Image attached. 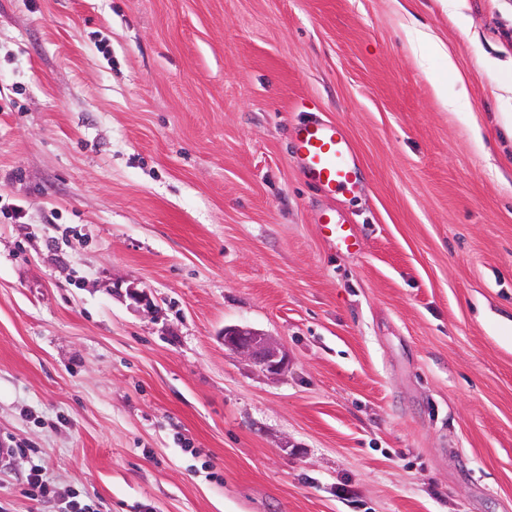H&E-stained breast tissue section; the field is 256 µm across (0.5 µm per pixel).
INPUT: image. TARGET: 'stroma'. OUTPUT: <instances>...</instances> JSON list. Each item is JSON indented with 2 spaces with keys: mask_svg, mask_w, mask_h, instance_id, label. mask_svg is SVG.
<instances>
[{
  "mask_svg": "<svg viewBox=\"0 0 512 512\" xmlns=\"http://www.w3.org/2000/svg\"><path fill=\"white\" fill-rule=\"evenodd\" d=\"M460 5L0 0V512H512V0ZM436 94L440 97L442 102L447 106H458L468 101L469 94L466 84L461 76H456L452 89L448 92V85L436 84L434 86ZM290 160L303 180L321 195H351L359 190V158L350 136L336 122L311 116L296 123ZM317 224L319 235L329 248L351 252L359 246L360 235L356 225L336 219V213L323 214ZM224 346L258 367L266 375L281 376L288 368V355L270 337L240 326L224 329Z\"/></svg>",
  "mask_w": 512,
  "mask_h": 512,
  "instance_id": "1",
  "label": "stroma"
}]
</instances>
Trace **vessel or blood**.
Returning <instances> with one entry per match:
<instances>
[{
    "label": "vessel or blood",
    "mask_w": 512,
    "mask_h": 512,
    "mask_svg": "<svg viewBox=\"0 0 512 512\" xmlns=\"http://www.w3.org/2000/svg\"><path fill=\"white\" fill-rule=\"evenodd\" d=\"M290 160L303 180L325 196L351 195L360 187V161L353 142L338 123L315 116L292 129ZM319 235L326 246L351 252L360 235L356 225L326 213L319 217Z\"/></svg>",
    "instance_id": "b4317fda"
}]
</instances>
